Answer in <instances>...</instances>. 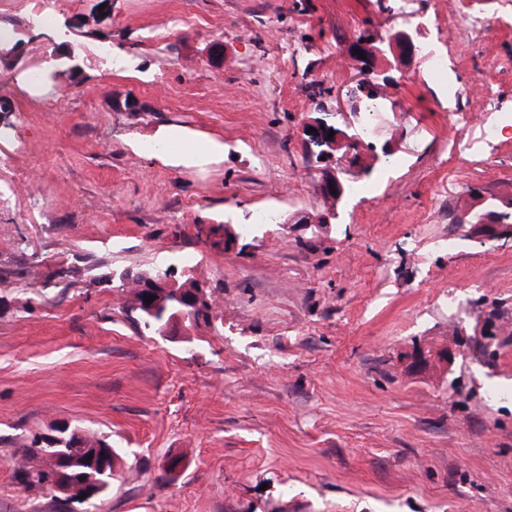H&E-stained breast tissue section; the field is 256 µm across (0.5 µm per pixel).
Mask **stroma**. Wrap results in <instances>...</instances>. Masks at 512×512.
Segmentation results:
<instances>
[{
    "instance_id": "stroma-1",
    "label": "stroma",
    "mask_w": 512,
    "mask_h": 512,
    "mask_svg": "<svg viewBox=\"0 0 512 512\" xmlns=\"http://www.w3.org/2000/svg\"><path fill=\"white\" fill-rule=\"evenodd\" d=\"M434 55L494 109L449 101ZM503 112L512 17L466 32L448 0H0V512H67L14 477L60 421L120 450L88 512H512V242L463 221L512 198ZM346 118L376 133L326 224L350 173L307 129ZM172 128L223 155L162 164ZM150 271L209 318L141 329ZM478 317L492 354H457Z\"/></svg>"
}]
</instances>
